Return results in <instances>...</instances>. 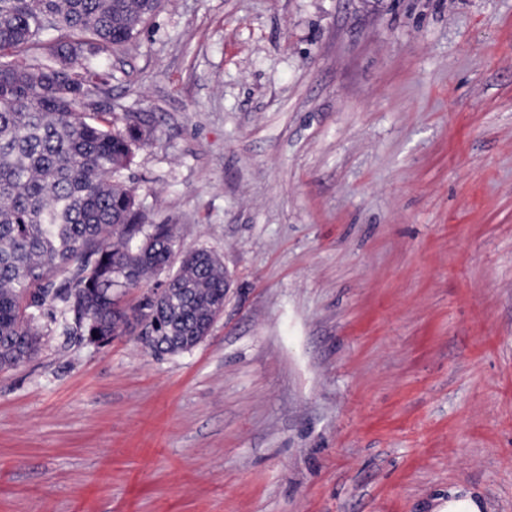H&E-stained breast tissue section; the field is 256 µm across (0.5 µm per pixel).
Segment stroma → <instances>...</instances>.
<instances>
[{
    "mask_svg": "<svg viewBox=\"0 0 512 512\" xmlns=\"http://www.w3.org/2000/svg\"><path fill=\"white\" fill-rule=\"evenodd\" d=\"M209 335L44 317L0 370V512H512V0H162L102 67ZM485 506L481 497L464 489L448 492L445 501L437 512H484Z\"/></svg>",
    "mask_w": 512,
    "mask_h": 512,
    "instance_id": "stroma-1",
    "label": "stroma"
}]
</instances>
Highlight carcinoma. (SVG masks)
I'll return each instance as SVG.
<instances>
[{"mask_svg":"<svg viewBox=\"0 0 512 512\" xmlns=\"http://www.w3.org/2000/svg\"><path fill=\"white\" fill-rule=\"evenodd\" d=\"M160 0H0V369L39 349L31 305L67 310L64 336L107 345L139 324L120 296L156 277L172 295L136 307L158 351L207 332L224 305V265L184 251L168 271L174 226L148 224L120 179L151 135L114 127L100 109L97 71L125 52Z\"/></svg>","mask_w":512,"mask_h":512,"instance_id":"carcinoma-1","label":"carcinoma"}]
</instances>
